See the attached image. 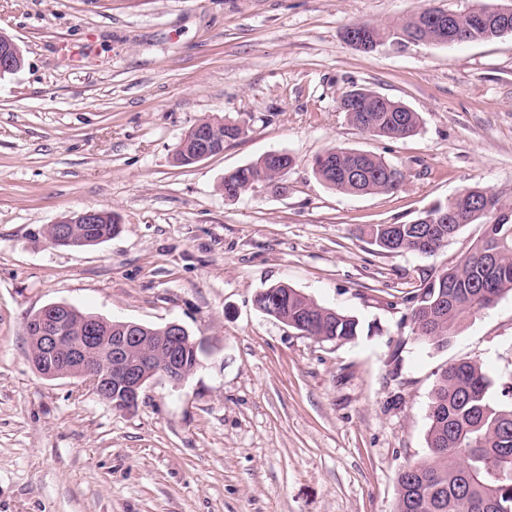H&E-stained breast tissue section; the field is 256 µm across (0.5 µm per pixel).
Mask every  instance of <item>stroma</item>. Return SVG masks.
Wrapping results in <instances>:
<instances>
[{"label": "stroma", "mask_w": 512, "mask_h": 512, "mask_svg": "<svg viewBox=\"0 0 512 512\" xmlns=\"http://www.w3.org/2000/svg\"><path fill=\"white\" fill-rule=\"evenodd\" d=\"M465 0H0L26 58L0 78V512H394L396 472L427 452L436 374L479 363L512 381V295L421 345L412 297L481 236L386 252L361 230L408 223L458 190L512 196V35L454 46L344 37ZM366 87L422 118L370 136L338 109ZM240 125L223 153L174 161L206 118ZM384 157L399 187L350 195L314 173L331 148ZM271 151L285 192L224 197L225 172ZM85 208L120 228L91 248L45 228ZM277 283L354 316L336 344L262 314ZM65 303L110 320L182 324L207 354L120 411L28 359V319Z\"/></svg>", "instance_id": "obj_1"}]
</instances>
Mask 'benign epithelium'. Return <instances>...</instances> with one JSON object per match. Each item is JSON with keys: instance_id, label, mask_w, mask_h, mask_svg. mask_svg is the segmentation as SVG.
I'll use <instances>...</instances> for the list:
<instances>
[{"instance_id": "7a95c632", "label": "benign epithelium", "mask_w": 512, "mask_h": 512, "mask_svg": "<svg viewBox=\"0 0 512 512\" xmlns=\"http://www.w3.org/2000/svg\"><path fill=\"white\" fill-rule=\"evenodd\" d=\"M454 17L451 11L439 12L433 8L424 15L425 25L435 27L440 34L438 44H449V20ZM512 17V3L496 0L484 7L480 15L486 22L498 26L497 34H512L508 26ZM216 128L201 123L190 140H184L178 150L195 155L199 162L224 151L216 141ZM99 212L84 209L49 225L52 231L51 243L57 247L75 248L88 243L79 237L78 225L95 224ZM74 308L64 303L44 306L34 318L28 321V335L37 339L42 349L62 360L74 364L90 363L95 369L94 377L85 382L95 393H108L116 389L113 406L130 410L138 405L144 386L157 376L168 379L175 385L183 383L190 373L185 370L181 350L189 342L187 329L172 322L164 329L162 336L146 335L147 328L131 321L110 322L112 345L107 351L99 346L100 326L104 321L90 318L74 323L71 314Z\"/></svg>"}]
</instances>
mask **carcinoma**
Here are the masks:
<instances>
[{
	"label": "carcinoma",
	"instance_id": "cac0c4a2",
	"mask_svg": "<svg viewBox=\"0 0 512 512\" xmlns=\"http://www.w3.org/2000/svg\"><path fill=\"white\" fill-rule=\"evenodd\" d=\"M350 27L372 48L415 35L432 44L438 36L435 29L423 26L417 10L394 25L355 22ZM450 32L460 43L497 38L493 28L473 25L463 10ZM354 93L367 101L365 112L346 111L360 131L388 139L418 132L420 115L406 105L390 99L379 104L374 92L364 88ZM340 152L334 165L319 156L314 160L315 174L328 187L357 195L398 187L390 178L393 166L383 158L350 148ZM229 182L243 195L258 185L276 189L279 179L263 155L224 173L223 183ZM468 224H491L495 237H480L456 265L426 281L412 296L413 333L424 346L446 347L464 320L512 294V198L481 187L463 205L450 198L412 222L377 224L363 232L383 251L431 254ZM118 228L114 213L102 210L87 235L97 240ZM279 313L288 316L296 330L324 341L346 342L358 336L355 317L325 308L292 287ZM28 357L42 375L54 368L32 342ZM492 387L481 365L470 360H458L437 373L429 404L428 452L398 470L395 512H512V384L503 386L497 398Z\"/></svg>",
	"mask_w": 512,
	"mask_h": 512
}]
</instances>
